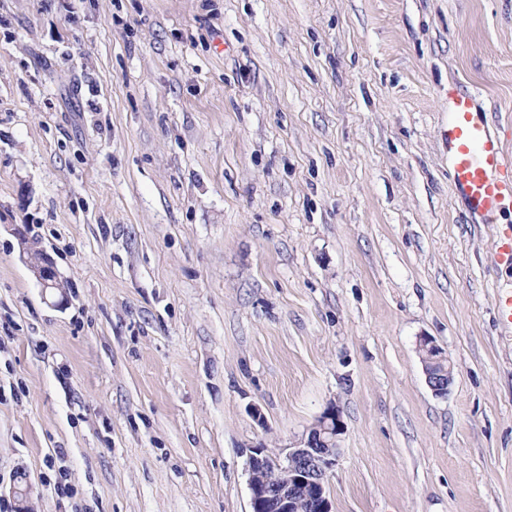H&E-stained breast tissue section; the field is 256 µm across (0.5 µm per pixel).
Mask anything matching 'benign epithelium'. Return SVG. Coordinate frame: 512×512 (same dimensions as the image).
<instances>
[{
  "instance_id": "obj_1",
  "label": "benign epithelium",
  "mask_w": 512,
  "mask_h": 512,
  "mask_svg": "<svg viewBox=\"0 0 512 512\" xmlns=\"http://www.w3.org/2000/svg\"><path fill=\"white\" fill-rule=\"evenodd\" d=\"M29 262L44 290L59 288L44 253L30 254ZM419 351L429 387L437 395L446 394L453 371L443 350L425 336ZM343 432L340 412L332 405L288 447L254 449L248 459L251 512H332L326 483L336 466Z\"/></svg>"
}]
</instances>
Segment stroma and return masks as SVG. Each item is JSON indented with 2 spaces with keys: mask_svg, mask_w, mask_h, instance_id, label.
I'll list each match as a JSON object with an SVG mask.
<instances>
[{
  "mask_svg": "<svg viewBox=\"0 0 512 512\" xmlns=\"http://www.w3.org/2000/svg\"><path fill=\"white\" fill-rule=\"evenodd\" d=\"M459 85L512 153V0H0V512H251L332 404V512H512ZM29 262L37 279L45 291L59 288L55 270L42 252L30 253ZM419 351L429 387L437 395L446 394L453 381V371L443 350L432 338L425 336L420 339Z\"/></svg>",
  "mask_w": 512,
  "mask_h": 512,
  "instance_id": "obj_1",
  "label": "stroma"
}]
</instances>
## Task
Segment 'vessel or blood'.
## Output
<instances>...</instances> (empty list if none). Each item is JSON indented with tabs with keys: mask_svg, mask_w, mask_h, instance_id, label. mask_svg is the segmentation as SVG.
<instances>
[{
	"mask_svg": "<svg viewBox=\"0 0 512 512\" xmlns=\"http://www.w3.org/2000/svg\"><path fill=\"white\" fill-rule=\"evenodd\" d=\"M446 141L455 188L472 213L496 225L495 261L512 267V224L499 221L512 208V156L505 153L474 96L457 88L448 91Z\"/></svg>",
	"mask_w": 512,
	"mask_h": 512,
	"instance_id": "b4317fda",
	"label": "vessel or blood"
}]
</instances>
